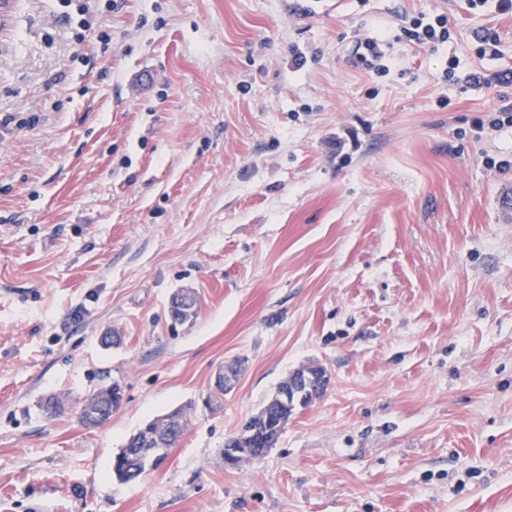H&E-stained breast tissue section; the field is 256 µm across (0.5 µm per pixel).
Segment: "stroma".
<instances>
[{"label": "stroma", "mask_w": 512, "mask_h": 512, "mask_svg": "<svg viewBox=\"0 0 512 512\" xmlns=\"http://www.w3.org/2000/svg\"><path fill=\"white\" fill-rule=\"evenodd\" d=\"M295 3L98 0L84 31L62 0H11L0 512H512V167L486 164L512 163V127H473L512 103V14ZM438 14L448 41L410 48L403 26ZM480 27L500 58L477 54ZM374 36L382 77L355 53ZM313 363L323 395L225 466V440ZM115 382L121 406L85 427ZM180 407L166 460L117 480L129 435Z\"/></svg>", "instance_id": "35a3bbf8"}]
</instances>
